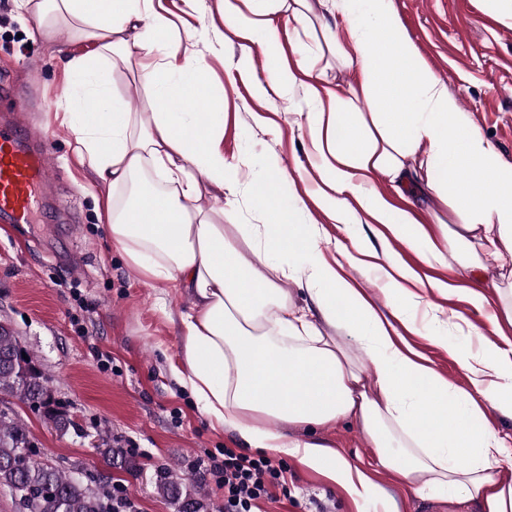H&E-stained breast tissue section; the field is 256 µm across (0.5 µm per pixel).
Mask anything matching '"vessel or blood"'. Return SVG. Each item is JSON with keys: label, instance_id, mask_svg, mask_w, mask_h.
<instances>
[{"label": "vessel or blood", "instance_id": "b4317fda", "mask_svg": "<svg viewBox=\"0 0 512 512\" xmlns=\"http://www.w3.org/2000/svg\"><path fill=\"white\" fill-rule=\"evenodd\" d=\"M47 177L44 143H32L17 117L0 119V217L28 223L37 198L45 194Z\"/></svg>", "mask_w": 512, "mask_h": 512}]
</instances>
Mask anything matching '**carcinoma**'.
<instances>
[{
	"instance_id": "1",
	"label": "carcinoma",
	"mask_w": 512,
	"mask_h": 512,
	"mask_svg": "<svg viewBox=\"0 0 512 512\" xmlns=\"http://www.w3.org/2000/svg\"><path fill=\"white\" fill-rule=\"evenodd\" d=\"M13 329L0 325V394L15 396L29 407L43 410L56 429L71 425L65 415L45 400L49 376L22 356ZM27 427L10 412L0 410V489L9 493L20 512H112L106 495L83 481L39 462ZM157 489L179 503L181 486L162 475Z\"/></svg>"
}]
</instances>
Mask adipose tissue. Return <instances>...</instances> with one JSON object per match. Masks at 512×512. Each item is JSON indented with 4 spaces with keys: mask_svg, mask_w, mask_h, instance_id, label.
<instances>
[{
    "mask_svg": "<svg viewBox=\"0 0 512 512\" xmlns=\"http://www.w3.org/2000/svg\"><path fill=\"white\" fill-rule=\"evenodd\" d=\"M342 16L346 39L325 38L342 61L358 66L351 100L314 82L317 59L286 62L284 35L264 0H224L223 18L244 41L261 46L266 81L257 95L280 92L307 76V96L318 110L309 122L310 148L319 157L323 189L318 205L336 224L360 215L382 225L425 260L451 250L458 265L476 273L495 265L492 294L474 290L478 307L495 302L494 339L473 351L447 349L463 369L469 390L449 382L432 360L398 335L423 297L416 274L388 249L353 240L346 262L382 263L385 303L376 306L328 259L320 229L302 224V201L275 197L279 169L251 185L262 210L260 227L236 223L235 206L204 211V193L223 195L239 168L225 161L219 143L224 115L191 111L207 85L199 67L178 62L166 32L168 10L154 0H38L41 23L76 31L60 48L64 67L81 85L66 126L82 165L106 186L105 229L140 276L172 281L194 296L180 316L183 337L177 379L201 405L213 429L227 430L251 448L285 453L347 495L353 512H401L398 499L375 480L392 475L420 497L447 496L463 512H512V464L506 438L488 412L512 419V165L461 115L447 87L405 33L392 0H317ZM384 40H377V33ZM122 63L154 91L152 113L130 111L112 93V67ZM371 106L363 116L359 101ZM411 190L414 203L448 202L456 223L437 233L418 224L412 209L394 207L370 190L374 174ZM158 178L125 204L116 190ZM302 267H295V260ZM301 283L312 308L296 304L290 283ZM356 341L366 357L355 361ZM358 425L377 467L354 464L321 428Z\"/></svg>",
    "mask_w": 512,
    "mask_h": 512,
    "instance_id": "1",
    "label": "adipose tissue"
}]
</instances>
